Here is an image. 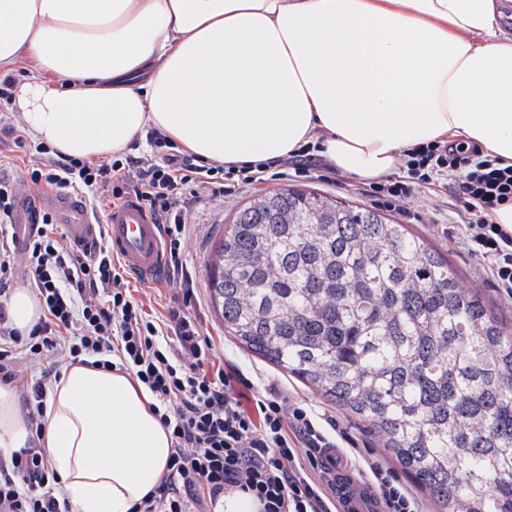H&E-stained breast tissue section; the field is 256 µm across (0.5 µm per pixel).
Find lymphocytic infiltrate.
<instances>
[{
	"mask_svg": "<svg viewBox=\"0 0 512 512\" xmlns=\"http://www.w3.org/2000/svg\"><path fill=\"white\" fill-rule=\"evenodd\" d=\"M153 156L115 155L94 162L61 155L44 143L13 139L33 160V185L79 189L89 201L134 195L160 224L167 284L180 303L157 322L134 300L124 269L103 243L80 251L67 242L51 215H42L34 239L23 252L0 245V288L17 273L37 287L43 316L21 335L0 304V381L19 383L32 434L26 447L0 456V512H69L58 473L40 445L46 376L92 362L94 367L136 377L155 399L156 417L171 437L162 483L130 512H212L226 491L241 490L260 512H332L324 490L336 478L326 449L336 442L311 408L288 397L254 394L245 408L235 390L243 377L214 361L216 351L191 312L194 279L184 260L187 219L198 189L218 186L225 194L266 181L308 175L320 166L304 151L276 166H224L191 154L168 151L169 139L153 129ZM403 177L374 183L383 205L399 209L405 199L448 171L467 200L464 228L471 249L489 263L498 287L512 296V231L495 223V210L512 203V167L480 153L441 144L405 153ZM44 365L39 379H24L22 363ZM319 479H312L311 471ZM360 475L388 512H421L412 491L377 457L361 460Z\"/></svg>",
	"mask_w": 512,
	"mask_h": 512,
	"instance_id": "lymphocytic-infiltrate-1",
	"label": "lymphocytic infiltrate"
}]
</instances>
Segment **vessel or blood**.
Segmentation results:
<instances>
[{
    "label": "vessel or blood",
    "mask_w": 512,
    "mask_h": 512,
    "mask_svg": "<svg viewBox=\"0 0 512 512\" xmlns=\"http://www.w3.org/2000/svg\"><path fill=\"white\" fill-rule=\"evenodd\" d=\"M45 211L64 225L74 247L81 249L104 239L112 256L118 257L132 273L147 280L160 277L165 262L161 231L135 198L111 207L106 224L101 227L91 218L83 200L74 194H25L19 198L13 215L17 244H24L35 234L34 220ZM334 473L338 512H379L377 498L363 481L341 464Z\"/></svg>",
    "instance_id": "1"
}]
</instances>
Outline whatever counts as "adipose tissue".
Instances as JSON below:
<instances>
[{
  "label": "adipose tissue",
  "instance_id": "adipose-tissue-1",
  "mask_svg": "<svg viewBox=\"0 0 512 512\" xmlns=\"http://www.w3.org/2000/svg\"><path fill=\"white\" fill-rule=\"evenodd\" d=\"M507 0H0V72L29 133L61 155L120 153L152 128L203 160L271 163L320 144L375 179L427 143L512 166ZM69 82L49 87L46 75ZM124 373L71 366L41 442L74 512H129L167 473L169 432ZM30 432L0 385V451Z\"/></svg>",
  "mask_w": 512,
  "mask_h": 512
}]
</instances>
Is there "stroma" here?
Listing matches in <instances>:
<instances>
[{
  "mask_svg": "<svg viewBox=\"0 0 512 512\" xmlns=\"http://www.w3.org/2000/svg\"><path fill=\"white\" fill-rule=\"evenodd\" d=\"M21 122V116L12 111L9 103L0 102V174L14 178L20 193L24 194L33 189L27 173V160L3 131L4 125ZM290 184L309 186L322 194L367 209L378 207L365 179L339 174L335 179L327 180L311 175L292 179ZM284 185L283 182L269 180L231 195L206 194L200 203L193 205L185 251L187 265L195 275L193 310L200 316L204 332L213 342L221 360L225 365L239 369L255 389L272 396L287 395L293 401L306 404L316 414L335 420L362 453L389 460L382 437L367 421L325 400L265 359L237 347L234 339L225 333L224 321L211 299L209 265L225 225L233 223L238 212L249 202L282 190ZM465 209V199L456 183L447 179L410 197L403 210L390 208L386 214L394 222L407 225L410 231L444 254L456 273L460 287L479 295L491 314L502 322L506 333L512 334V298L494 285L486 261L471 253L462 230Z\"/></svg>",
  "mask_w": 512,
  "mask_h": 512,
  "instance_id": "35a3bbf8",
  "label": "stroma"
}]
</instances>
